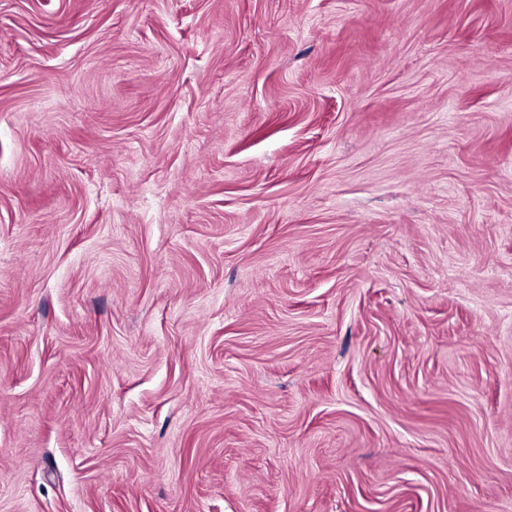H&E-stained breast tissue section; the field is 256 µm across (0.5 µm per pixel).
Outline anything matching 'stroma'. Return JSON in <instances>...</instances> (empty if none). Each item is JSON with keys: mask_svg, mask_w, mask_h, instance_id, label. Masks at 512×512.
I'll return each instance as SVG.
<instances>
[{"mask_svg": "<svg viewBox=\"0 0 512 512\" xmlns=\"http://www.w3.org/2000/svg\"><path fill=\"white\" fill-rule=\"evenodd\" d=\"M0 512H512V0H0Z\"/></svg>", "mask_w": 512, "mask_h": 512, "instance_id": "1", "label": "stroma"}]
</instances>
